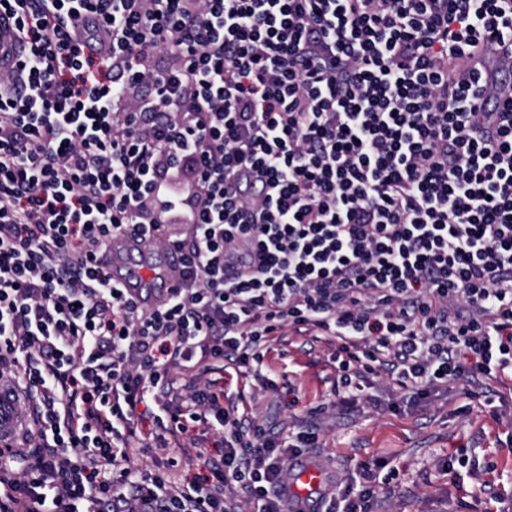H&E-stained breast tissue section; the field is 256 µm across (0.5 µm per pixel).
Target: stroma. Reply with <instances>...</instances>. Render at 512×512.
Here are the masks:
<instances>
[{"label":"stroma","instance_id":"1","mask_svg":"<svg viewBox=\"0 0 512 512\" xmlns=\"http://www.w3.org/2000/svg\"><path fill=\"white\" fill-rule=\"evenodd\" d=\"M336 348L321 336L283 330L272 338L260 381L224 371V387L243 392L240 415L272 432L308 419L326 407L319 446L307 463L329 475L351 478L358 463L387 461L398 475L380 488L375 512H512V389L487 380L485 395L466 398V384L416 407L401 406L402 393L377 379V406L351 413L329 410L336 379ZM454 460L452 470L442 467Z\"/></svg>","mask_w":512,"mask_h":512}]
</instances>
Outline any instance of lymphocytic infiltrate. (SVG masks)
Instances as JSON below:
<instances>
[{"mask_svg":"<svg viewBox=\"0 0 512 512\" xmlns=\"http://www.w3.org/2000/svg\"><path fill=\"white\" fill-rule=\"evenodd\" d=\"M0 512H294L314 427L224 408L212 362L336 344L332 404L512 379V0H0ZM185 232H167L172 217ZM180 248L152 305L114 237ZM185 377L176 384L175 374ZM156 444L137 436L138 410ZM224 449L202 480L145 467ZM312 512H373L376 472ZM0 45L10 52L13 61L24 54L23 46L16 39L13 18L4 11L0 12ZM2 395V401H1ZM22 418L17 410L16 404L9 401L8 397L1 394L0 386V445L5 446L9 439L16 433Z\"/></svg>","mask_w":512,"mask_h":512,"instance_id":"1","label":"lymphocytic infiltrate"}]
</instances>
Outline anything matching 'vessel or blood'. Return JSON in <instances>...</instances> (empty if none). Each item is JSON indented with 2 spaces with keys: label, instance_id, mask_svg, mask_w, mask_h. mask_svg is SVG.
<instances>
[{
  "label": "vessel or blood",
  "instance_id": "obj_1",
  "mask_svg": "<svg viewBox=\"0 0 512 512\" xmlns=\"http://www.w3.org/2000/svg\"><path fill=\"white\" fill-rule=\"evenodd\" d=\"M0 47L9 51L12 59H20L24 53L15 35V24L11 15L0 12ZM141 246L135 236L123 235L113 240L107 252L112 266V277L121 287L134 295L152 300L165 297L177 288L181 269V256L176 249L164 253L160 268L148 267L146 263L135 261V254ZM21 422L15 404L9 399L0 400V445H5L16 433ZM326 481V475L313 464H299L296 470V482L291 490L299 502H307L317 494Z\"/></svg>",
  "mask_w": 512,
  "mask_h": 512
}]
</instances>
